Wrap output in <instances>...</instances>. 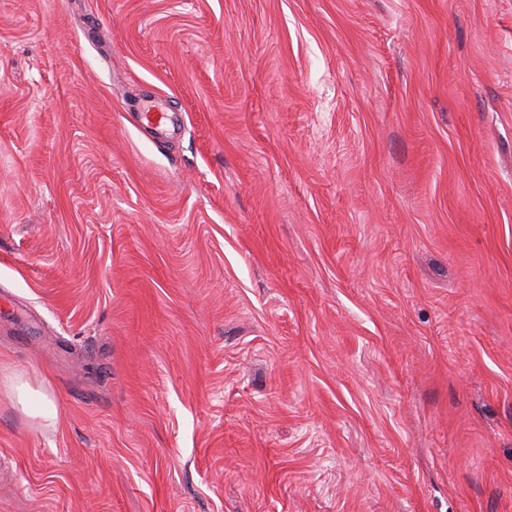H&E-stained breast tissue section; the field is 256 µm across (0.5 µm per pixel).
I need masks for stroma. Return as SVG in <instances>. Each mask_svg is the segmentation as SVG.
<instances>
[{
  "mask_svg": "<svg viewBox=\"0 0 512 512\" xmlns=\"http://www.w3.org/2000/svg\"><path fill=\"white\" fill-rule=\"evenodd\" d=\"M0 371V512H512V0H0ZM136 111L140 123L152 130H163L172 119V116L154 101L139 104ZM11 392L28 416L38 419L44 426H54L59 418V405L49 394L33 390L28 381L17 380L11 385Z\"/></svg>",
  "mask_w": 512,
  "mask_h": 512,
  "instance_id": "1",
  "label": "stroma"
}]
</instances>
